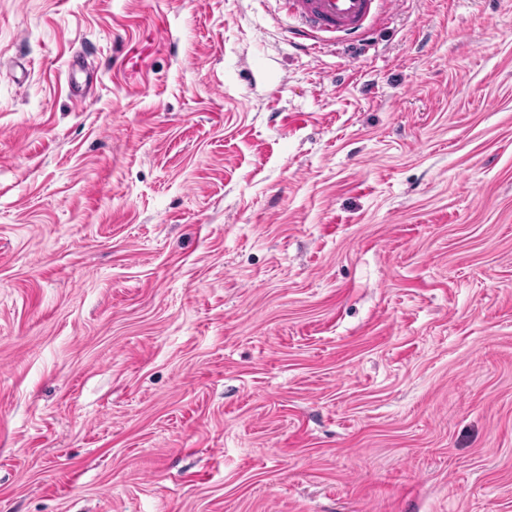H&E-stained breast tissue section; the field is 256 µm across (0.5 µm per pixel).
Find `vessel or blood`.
I'll use <instances>...</instances> for the list:
<instances>
[{
  "label": "vessel or blood",
  "instance_id": "obj_1",
  "mask_svg": "<svg viewBox=\"0 0 512 512\" xmlns=\"http://www.w3.org/2000/svg\"><path fill=\"white\" fill-rule=\"evenodd\" d=\"M399 0H280L293 37L320 44L332 39L361 40L379 6Z\"/></svg>",
  "mask_w": 512,
  "mask_h": 512
}]
</instances>
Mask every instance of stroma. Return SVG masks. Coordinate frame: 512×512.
Masks as SVG:
<instances>
[{"mask_svg": "<svg viewBox=\"0 0 512 512\" xmlns=\"http://www.w3.org/2000/svg\"><path fill=\"white\" fill-rule=\"evenodd\" d=\"M284 23L0 0V512H512V0Z\"/></svg>", "mask_w": 512, "mask_h": 512, "instance_id": "1", "label": "stroma"}]
</instances>
